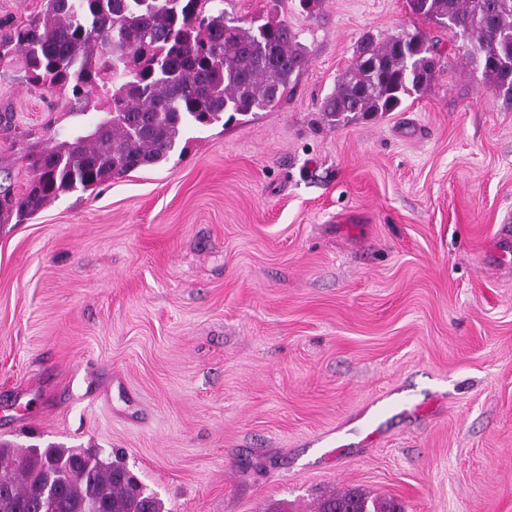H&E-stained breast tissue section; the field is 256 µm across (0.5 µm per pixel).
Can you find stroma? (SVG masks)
Listing matches in <instances>:
<instances>
[{
    "instance_id": "1",
    "label": "stroma",
    "mask_w": 512,
    "mask_h": 512,
    "mask_svg": "<svg viewBox=\"0 0 512 512\" xmlns=\"http://www.w3.org/2000/svg\"><path fill=\"white\" fill-rule=\"evenodd\" d=\"M311 62L163 163L0 221V442L90 448L166 512H512V104L407 0H224ZM436 43L402 111L319 110L361 40ZM93 127L0 69V113ZM394 500L369 499L358 491H345L323 498L317 512H402Z\"/></svg>"
}]
</instances>
